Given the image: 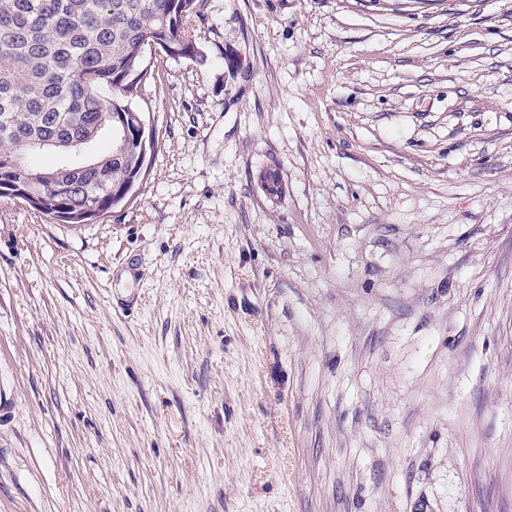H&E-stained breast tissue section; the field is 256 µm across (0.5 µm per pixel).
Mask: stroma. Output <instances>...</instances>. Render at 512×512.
<instances>
[{"mask_svg":"<svg viewBox=\"0 0 512 512\" xmlns=\"http://www.w3.org/2000/svg\"><path fill=\"white\" fill-rule=\"evenodd\" d=\"M187 27L131 199L0 198V512H512V0Z\"/></svg>","mask_w":512,"mask_h":512,"instance_id":"1","label":"stroma"}]
</instances>
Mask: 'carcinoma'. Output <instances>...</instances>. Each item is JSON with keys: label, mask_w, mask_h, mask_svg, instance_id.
Here are the masks:
<instances>
[{"label": "carcinoma", "mask_w": 512, "mask_h": 512, "mask_svg": "<svg viewBox=\"0 0 512 512\" xmlns=\"http://www.w3.org/2000/svg\"><path fill=\"white\" fill-rule=\"evenodd\" d=\"M201 0H0V197L59 224H91L140 164L132 141L112 146V113L135 112L148 42L203 60L186 27ZM85 141L36 162L41 141Z\"/></svg>", "instance_id": "cac0c4a2"}]
</instances>
